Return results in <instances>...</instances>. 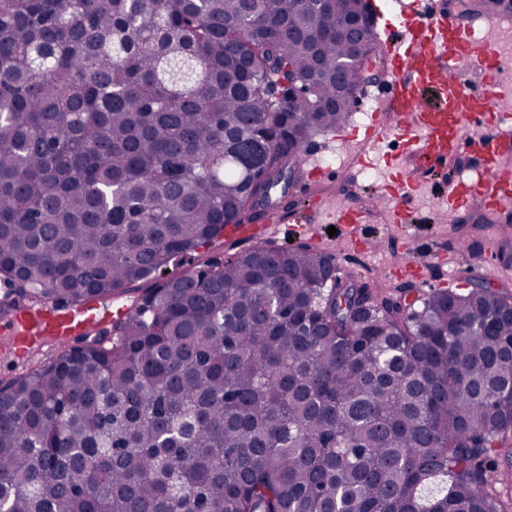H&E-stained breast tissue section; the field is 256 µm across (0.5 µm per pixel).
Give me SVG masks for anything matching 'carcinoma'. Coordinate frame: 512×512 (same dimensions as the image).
I'll list each match as a JSON object with an SVG mask.
<instances>
[{
	"label": "carcinoma",
	"mask_w": 512,
	"mask_h": 512,
	"mask_svg": "<svg viewBox=\"0 0 512 512\" xmlns=\"http://www.w3.org/2000/svg\"><path fill=\"white\" fill-rule=\"evenodd\" d=\"M360 2L0 0V312L150 281L0 380V512H512L501 292L322 285L307 247L165 276L292 205L380 59L329 24Z\"/></svg>",
	"instance_id": "1"
}]
</instances>
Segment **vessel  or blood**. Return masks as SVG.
I'll use <instances>...</instances> for the list:
<instances>
[{"mask_svg": "<svg viewBox=\"0 0 512 512\" xmlns=\"http://www.w3.org/2000/svg\"><path fill=\"white\" fill-rule=\"evenodd\" d=\"M406 18L403 30L385 40L388 60L385 84L389 89L363 139L346 133L347 144L362 141L371 146L390 134L406 139L407 155L426 169L444 173L442 211L453 212L480 200L495 213L512 209V167L504 164L512 154V114L501 111L512 100V74L504 75L502 33L512 30V14L493 18L470 15L456 19L446 13L442 0H397ZM483 71L480 84L460 75L462 63ZM490 122L493 136L469 134L475 121ZM480 157L485 177L470 181L448 169L459 153ZM324 174L313 167L302 188L308 205L302 209L273 210L265 224H305L322 200L315 188ZM415 184L408 176L386 182L379 192L386 200L413 195ZM370 204H345L332 210L328 219L349 229L351 245H359L356 228L366 223ZM130 307L122 297L111 303L90 298L74 306L43 303L0 318V360L24 368L42 354L72 342L93 329H105L126 318Z\"/></svg>", "mask_w": 512, "mask_h": 512, "instance_id": "obj_1", "label": "vessel or blood"}]
</instances>
